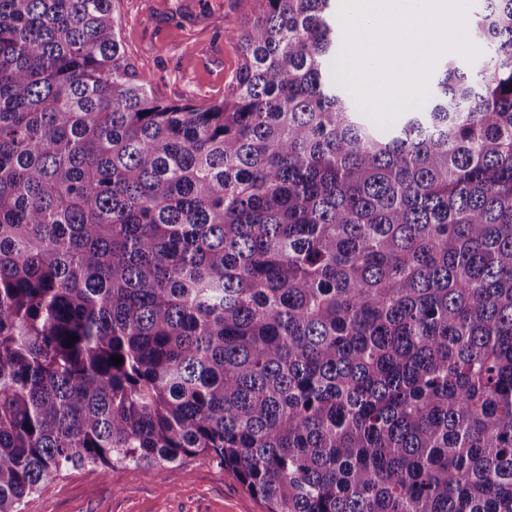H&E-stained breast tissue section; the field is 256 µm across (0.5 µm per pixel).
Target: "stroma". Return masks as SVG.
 Wrapping results in <instances>:
<instances>
[{"label":"stroma","mask_w":512,"mask_h":512,"mask_svg":"<svg viewBox=\"0 0 512 512\" xmlns=\"http://www.w3.org/2000/svg\"><path fill=\"white\" fill-rule=\"evenodd\" d=\"M121 38L162 100L224 97L239 56L228 30L241 24L238 0H115ZM24 512H266L261 499L217 461L181 460L173 479L139 467L99 476L61 473L28 498Z\"/></svg>","instance_id":"1"}]
</instances>
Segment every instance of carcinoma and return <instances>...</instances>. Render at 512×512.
Returning <instances> with one entry per match:
<instances>
[{
	"mask_svg": "<svg viewBox=\"0 0 512 512\" xmlns=\"http://www.w3.org/2000/svg\"><path fill=\"white\" fill-rule=\"evenodd\" d=\"M337 2L252 0L224 99L164 102L112 0H0V512L190 455L267 512H512V0L387 130Z\"/></svg>",
	"mask_w": 512,
	"mask_h": 512,
	"instance_id": "cac0c4a2",
	"label": "carcinoma"
}]
</instances>
